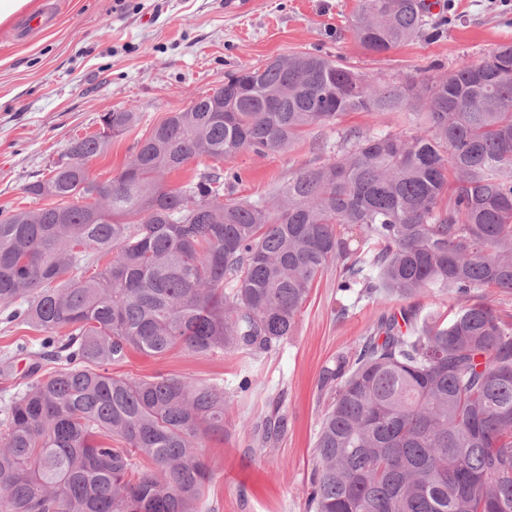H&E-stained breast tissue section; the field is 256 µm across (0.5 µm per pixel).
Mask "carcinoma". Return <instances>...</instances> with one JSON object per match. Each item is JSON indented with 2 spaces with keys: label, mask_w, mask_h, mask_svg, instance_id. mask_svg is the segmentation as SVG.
Instances as JSON below:
<instances>
[{
  "label": "carcinoma",
  "mask_w": 512,
  "mask_h": 512,
  "mask_svg": "<svg viewBox=\"0 0 512 512\" xmlns=\"http://www.w3.org/2000/svg\"><path fill=\"white\" fill-rule=\"evenodd\" d=\"M426 13L358 0L351 30L386 53L423 35ZM212 98L223 113L201 111ZM350 112L394 113L413 133L347 129L271 199L233 196L224 158L285 150ZM139 122L104 113L111 135L73 139V162L24 185L56 205L0 211V307L59 364L0 407V512H198L224 389L108 366L132 350L257 359L294 335L333 265L338 292H435L449 312L383 315L323 369L309 512H512V325L479 301L512 293V45L392 83L311 52L239 69L94 192L88 161ZM286 429L283 415L255 423L254 443Z\"/></svg>",
  "instance_id": "carcinoma-1"
}]
</instances>
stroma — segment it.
<instances>
[{
	"label": "stroma",
	"mask_w": 512,
	"mask_h": 512,
	"mask_svg": "<svg viewBox=\"0 0 512 512\" xmlns=\"http://www.w3.org/2000/svg\"><path fill=\"white\" fill-rule=\"evenodd\" d=\"M242 2L240 11L228 12L224 0H37L36 14L50 17V24L24 30L20 13L0 25V209L42 207L24 185L48 172L71 139L98 132L104 113L131 107L141 121L89 161L100 181L119 174L137 140L169 113L223 86L225 74L243 67L306 51L392 78L428 66L445 73L512 44V0H437L426 18L428 37L380 55L364 51L349 29L357 0ZM341 128L383 134L400 126L389 113L354 112L339 127L311 128L290 149L226 157L225 168L240 175L236 195L271 197L299 168L316 163L313 141L335 144ZM337 278L335 269L327 270L293 336L267 356L133 352L118 365V372L136 377L161 372L223 385L231 404L229 433L204 441L212 476L201 512H307L313 447L327 404L322 370L381 314L400 308L396 301L339 294ZM40 341L39 331L0 317V355L11 356L9 376L0 375V403L25 388ZM20 343L26 351H17ZM246 376L252 387L243 393L238 384ZM276 408L287 416L288 429L257 447L248 426Z\"/></svg>",
	"instance_id": "obj_1"
}]
</instances>
